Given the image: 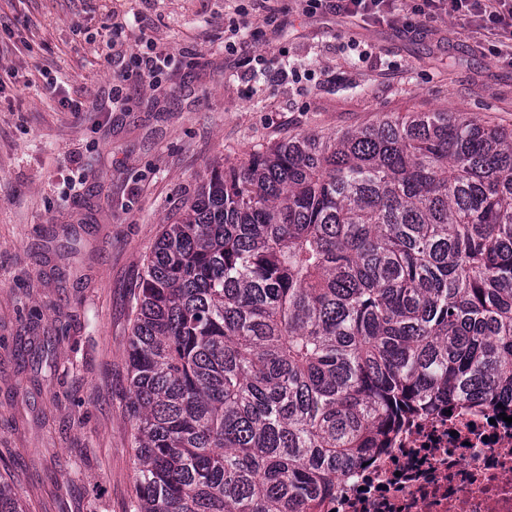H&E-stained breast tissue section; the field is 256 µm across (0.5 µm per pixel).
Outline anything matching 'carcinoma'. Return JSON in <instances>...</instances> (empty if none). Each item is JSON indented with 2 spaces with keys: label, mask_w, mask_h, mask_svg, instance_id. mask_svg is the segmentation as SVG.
I'll return each instance as SVG.
<instances>
[{
  "label": "carcinoma",
  "mask_w": 512,
  "mask_h": 512,
  "mask_svg": "<svg viewBox=\"0 0 512 512\" xmlns=\"http://www.w3.org/2000/svg\"><path fill=\"white\" fill-rule=\"evenodd\" d=\"M128 365L129 512H320L410 419L512 396V130L411 112L213 167Z\"/></svg>",
  "instance_id": "carcinoma-1"
}]
</instances>
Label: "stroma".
I'll return each mask as SVG.
<instances>
[{
	"label": "stroma",
	"mask_w": 512,
	"mask_h": 512,
	"mask_svg": "<svg viewBox=\"0 0 512 512\" xmlns=\"http://www.w3.org/2000/svg\"><path fill=\"white\" fill-rule=\"evenodd\" d=\"M279 6L267 24L252 0H0V482L25 512H127L143 262L211 167L385 115L512 129V67L455 20L409 32ZM148 40L170 57L160 86L129 78L113 102L121 56ZM257 54L292 79L242 80Z\"/></svg>",
	"instance_id": "stroma-1"
}]
</instances>
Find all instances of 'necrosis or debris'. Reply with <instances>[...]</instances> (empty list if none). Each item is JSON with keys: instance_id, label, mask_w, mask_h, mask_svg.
I'll return each instance as SVG.
<instances>
[{"instance_id": "obj_1", "label": "necrosis or debris", "mask_w": 512, "mask_h": 512, "mask_svg": "<svg viewBox=\"0 0 512 512\" xmlns=\"http://www.w3.org/2000/svg\"><path fill=\"white\" fill-rule=\"evenodd\" d=\"M334 512H512V423L464 406L415 419L336 485Z\"/></svg>"}]
</instances>
